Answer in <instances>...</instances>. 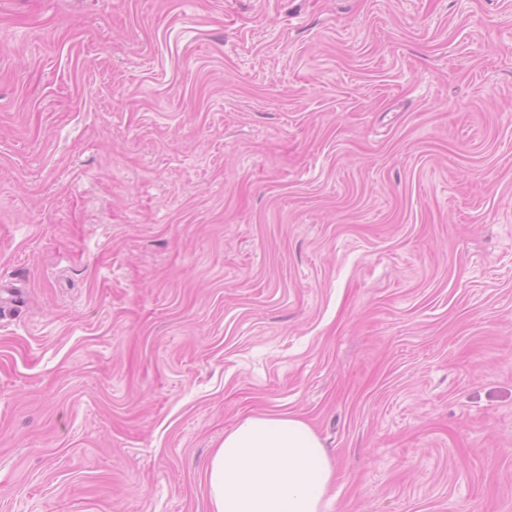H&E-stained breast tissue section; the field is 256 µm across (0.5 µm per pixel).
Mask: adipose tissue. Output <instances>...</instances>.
Here are the masks:
<instances>
[{
    "instance_id": "ef3b65f1",
    "label": "adipose tissue",
    "mask_w": 512,
    "mask_h": 512,
    "mask_svg": "<svg viewBox=\"0 0 512 512\" xmlns=\"http://www.w3.org/2000/svg\"><path fill=\"white\" fill-rule=\"evenodd\" d=\"M335 476L333 457L301 416L249 415L205 467L208 512H326Z\"/></svg>"
}]
</instances>
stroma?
I'll return each mask as SVG.
<instances>
[{"instance_id": "35a3bbf8", "label": "stroma", "mask_w": 512, "mask_h": 512, "mask_svg": "<svg viewBox=\"0 0 512 512\" xmlns=\"http://www.w3.org/2000/svg\"><path fill=\"white\" fill-rule=\"evenodd\" d=\"M269 411L512 512V0H0V512H207Z\"/></svg>"}]
</instances>
